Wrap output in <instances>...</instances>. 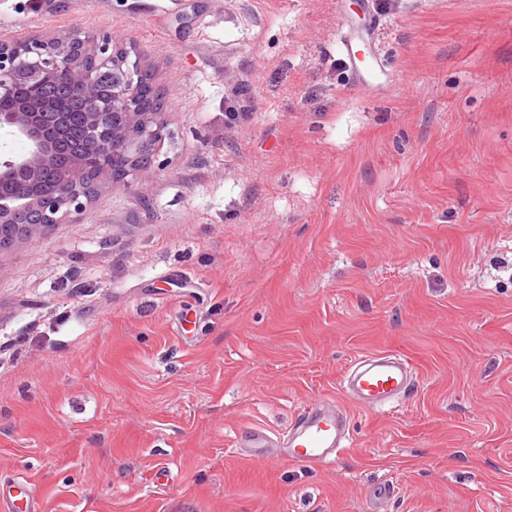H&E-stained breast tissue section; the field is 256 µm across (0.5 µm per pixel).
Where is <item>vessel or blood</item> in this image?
Returning <instances> with one entry per match:
<instances>
[{"label":"vessel or blood","instance_id":"obj_1","mask_svg":"<svg viewBox=\"0 0 512 512\" xmlns=\"http://www.w3.org/2000/svg\"><path fill=\"white\" fill-rule=\"evenodd\" d=\"M412 387L411 362L389 351L360 356L350 364L341 381L346 396L372 410L404 397ZM349 441L346 416L327 402L316 401L297 414L286 433L274 438L266 430L256 428L240 438L239 446L249 457L319 466L335 463Z\"/></svg>","mask_w":512,"mask_h":512}]
</instances>
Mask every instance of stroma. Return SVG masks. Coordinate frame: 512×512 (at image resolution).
<instances>
[{"label": "stroma", "instance_id": "stroma-1", "mask_svg": "<svg viewBox=\"0 0 512 512\" xmlns=\"http://www.w3.org/2000/svg\"><path fill=\"white\" fill-rule=\"evenodd\" d=\"M99 32L166 137L0 252L14 512H512V0H0V40ZM377 351L416 382L369 410ZM320 398L335 465L237 448ZM343 393L366 409H377L404 397L413 388V367L404 356L380 351L360 356L341 381Z\"/></svg>", "mask_w": 512, "mask_h": 512}]
</instances>
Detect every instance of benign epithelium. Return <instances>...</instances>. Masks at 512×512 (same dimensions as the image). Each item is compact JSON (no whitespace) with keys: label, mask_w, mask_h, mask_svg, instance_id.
I'll use <instances>...</instances> for the list:
<instances>
[{"label":"benign epithelium","mask_w":512,"mask_h":512,"mask_svg":"<svg viewBox=\"0 0 512 512\" xmlns=\"http://www.w3.org/2000/svg\"><path fill=\"white\" fill-rule=\"evenodd\" d=\"M87 54L97 58L99 68L83 65ZM145 73L140 59L130 60L109 33L88 39L0 41V100H13L9 111L0 112V128H9L30 145L26 154L0 161V251L44 227L71 222L86 210L100 186V179H90L89 158L110 154L123 160V179L151 172L165 121L163 113L144 105L152 92ZM107 74L112 77L110 100L100 92ZM60 76L80 103L84 129L81 150L65 158L59 143L70 135L69 114L44 96L46 86ZM21 81L29 94L15 100ZM19 171L25 182L19 188L20 203L12 206L1 198L16 189Z\"/></svg>","instance_id":"1"}]
</instances>
